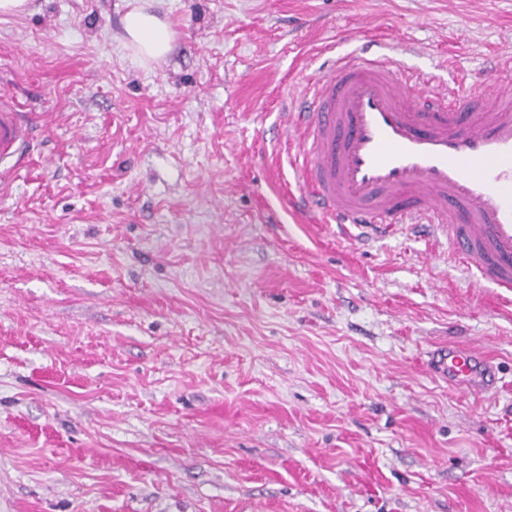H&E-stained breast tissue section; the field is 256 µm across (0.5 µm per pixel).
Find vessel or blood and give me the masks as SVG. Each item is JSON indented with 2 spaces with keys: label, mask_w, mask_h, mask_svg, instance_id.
Returning a JSON list of instances; mask_svg holds the SVG:
<instances>
[{
  "label": "vessel or blood",
  "mask_w": 512,
  "mask_h": 512,
  "mask_svg": "<svg viewBox=\"0 0 512 512\" xmlns=\"http://www.w3.org/2000/svg\"><path fill=\"white\" fill-rule=\"evenodd\" d=\"M304 187L289 209L354 227L371 241L407 226L448 243L450 261L512 300V71L452 92L411 81L387 59L364 53L326 66L309 90L293 95ZM34 125L0 95V190L27 166ZM456 389L496 382L471 349L432 358Z\"/></svg>",
  "instance_id": "1"
}]
</instances>
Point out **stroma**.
I'll return each mask as SVG.
<instances>
[{"label": "stroma", "instance_id": "1", "mask_svg": "<svg viewBox=\"0 0 512 512\" xmlns=\"http://www.w3.org/2000/svg\"><path fill=\"white\" fill-rule=\"evenodd\" d=\"M31 0L0 93L34 119L0 193V512H512V315L405 230L277 210L291 93L368 46L481 81L512 0ZM489 358L453 389L432 352ZM127 46L143 59L158 60L171 48L174 32L166 20L153 13L147 4L132 6L122 18Z\"/></svg>", "mask_w": 512, "mask_h": 512}]
</instances>
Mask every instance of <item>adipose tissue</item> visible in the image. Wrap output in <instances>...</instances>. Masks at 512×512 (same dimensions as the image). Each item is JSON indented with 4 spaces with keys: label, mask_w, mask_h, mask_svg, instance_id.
Returning a JSON list of instances; mask_svg holds the SVG:
<instances>
[{
    "label": "adipose tissue",
    "mask_w": 512,
    "mask_h": 512,
    "mask_svg": "<svg viewBox=\"0 0 512 512\" xmlns=\"http://www.w3.org/2000/svg\"><path fill=\"white\" fill-rule=\"evenodd\" d=\"M127 46L147 60L163 58L171 48L174 33L166 20L153 13L143 0L122 18Z\"/></svg>",
    "instance_id": "adipose-tissue-1"
}]
</instances>
